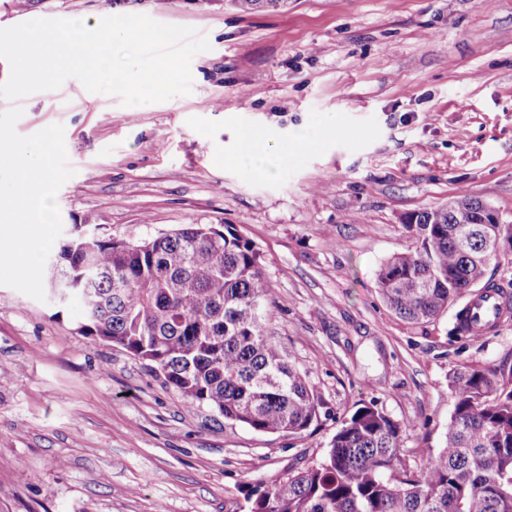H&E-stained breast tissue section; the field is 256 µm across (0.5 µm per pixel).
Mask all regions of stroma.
<instances>
[{"label":"stroma","instance_id":"35a3bbf8","mask_svg":"<svg viewBox=\"0 0 512 512\" xmlns=\"http://www.w3.org/2000/svg\"><path fill=\"white\" fill-rule=\"evenodd\" d=\"M113 14L196 28L210 49L191 61V93L161 103L126 106L74 78L0 97V135L46 154L53 208L24 239L0 222V512H224L235 484L317 463L370 402L406 425L407 463L434 454L449 374L512 367V316L457 340L454 312L407 323L376 276L414 241L407 213L468 193L512 222V0H288L249 15L228 0H0V28ZM252 127L274 176L234 160ZM297 129L317 146L286 154ZM186 224L253 242L269 329L333 418L287 436L187 409L145 362L82 335L78 301L47 304L69 237Z\"/></svg>","mask_w":512,"mask_h":512}]
</instances>
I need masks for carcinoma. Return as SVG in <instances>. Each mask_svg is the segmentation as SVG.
Returning <instances> with one entry per match:
<instances>
[{"mask_svg":"<svg viewBox=\"0 0 512 512\" xmlns=\"http://www.w3.org/2000/svg\"><path fill=\"white\" fill-rule=\"evenodd\" d=\"M241 13L288 0H233ZM471 195L414 211L415 246L380 266L376 285L402 320L429 323L458 302L454 337L471 338V301L507 256L512 224H483ZM79 331L147 363L183 397L255 432L300 435L331 418L306 374L267 332L272 285L255 245L231 225L185 224L142 242L78 236L51 264ZM452 412L437 453L411 467L407 427L373 404L342 420L323 458L269 486L238 483L225 512H512V368L463 366L448 376Z\"/></svg>","mask_w":512,"mask_h":512,"instance_id":"carcinoma-1","label":"carcinoma"}]
</instances>
